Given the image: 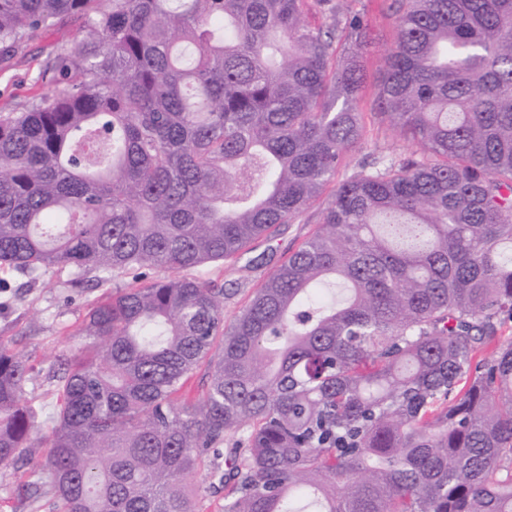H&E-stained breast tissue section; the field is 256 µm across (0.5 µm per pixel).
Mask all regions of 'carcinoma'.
Returning <instances> with one entry per match:
<instances>
[{"instance_id":"obj_1","label":"carcinoma","mask_w":512,"mask_h":512,"mask_svg":"<svg viewBox=\"0 0 512 512\" xmlns=\"http://www.w3.org/2000/svg\"><path fill=\"white\" fill-rule=\"evenodd\" d=\"M96 2L0 0L1 62L85 24L58 92L0 115V267L138 278L52 372L22 492L196 512L204 468L223 512H512V0H388L373 104L416 151L341 180L364 142L359 15ZM332 183L317 229L224 320V289L192 270L275 241ZM30 372L0 344V467L36 428Z\"/></svg>"}]
</instances>
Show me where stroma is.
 Returning <instances> with one entry per match:
<instances>
[{"mask_svg": "<svg viewBox=\"0 0 512 512\" xmlns=\"http://www.w3.org/2000/svg\"><path fill=\"white\" fill-rule=\"evenodd\" d=\"M340 4L364 16L373 38L363 59L368 80L359 102L367 142L348 157L344 172L349 175L363 161L405 157L412 147L372 112L374 93L383 75V59L396 36L395 21L385 0H340ZM83 34L80 19L63 17L55 27L23 45L13 60L0 64V113L18 110L23 104L52 94L56 89L52 62ZM323 207V202H316L295 223L286 225L273 244H255L235 267L212 263L198 269L199 277L229 290L224 301L225 319H232L252 289L315 230ZM103 293L95 283L75 280L66 270L33 277L0 269V342L29 356L34 372L26 396L41 413L23 460L0 468V512H52V493L42 492L38 500L32 501L19 490L33 479L32 463L46 452L44 438L50 418L58 410L51 372L57 368L59 357L78 345L79 339L71 331Z\"/></svg>", "mask_w": 512, "mask_h": 512, "instance_id": "obj_1", "label": "stroma"}]
</instances>
